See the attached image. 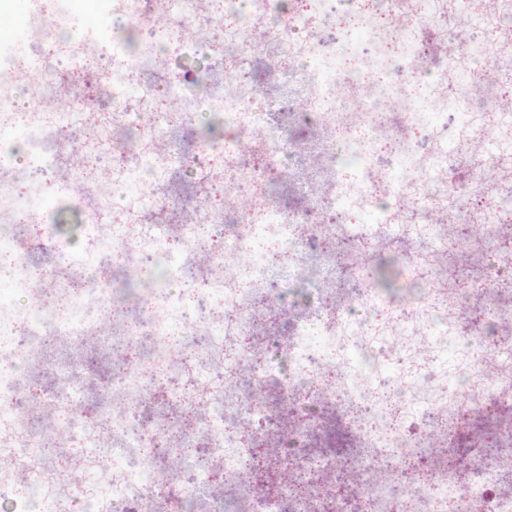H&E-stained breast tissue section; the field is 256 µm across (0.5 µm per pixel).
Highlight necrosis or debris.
I'll return each instance as SVG.
<instances>
[{
  "label": "necrosis or debris",
  "mask_w": 512,
  "mask_h": 512,
  "mask_svg": "<svg viewBox=\"0 0 512 512\" xmlns=\"http://www.w3.org/2000/svg\"><path fill=\"white\" fill-rule=\"evenodd\" d=\"M169 6L29 0L39 52L0 65V145L23 149L0 174V215L40 216L25 232L0 225V272L52 235L68 181L91 190L83 259L60 247L56 266L0 288V473L13 477L0 512H132L145 498L223 512L230 484L246 489L241 512H512V249L476 263L512 231V0H179L151 26ZM268 40L307 94L266 100L245 64ZM189 55L234 71L237 96L192 92L196 73L175 64ZM48 84V104L24 98ZM203 113L223 134L174 150L170 128ZM74 148L82 167L66 161ZM485 168L493 180L461 177ZM173 171L200 174L195 221L161 187ZM286 177L312 205L277 201ZM35 180L48 196L30 195ZM147 181L149 205L115 203ZM229 194L252 201L230 222ZM378 232L398 242L404 289L382 288L381 258L360 261ZM236 250L253 253L245 272L225 264ZM139 259L162 265L156 289L113 279ZM90 292L99 306L85 307ZM52 346L78 372L31 379ZM330 412L347 446L315 449ZM477 417L493 451L443 458Z\"/></svg>",
  "instance_id": "1"
}]
</instances>
